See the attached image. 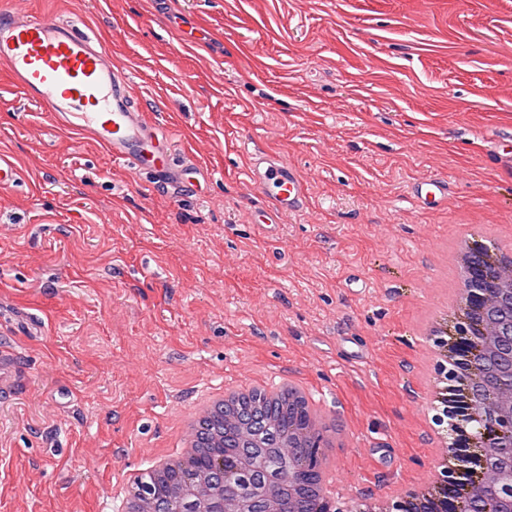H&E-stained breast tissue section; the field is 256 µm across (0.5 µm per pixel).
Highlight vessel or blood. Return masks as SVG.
I'll return each mask as SVG.
<instances>
[{
  "label": "vessel or blood",
  "instance_id": "1",
  "mask_svg": "<svg viewBox=\"0 0 512 512\" xmlns=\"http://www.w3.org/2000/svg\"><path fill=\"white\" fill-rule=\"evenodd\" d=\"M0 64L6 65L28 98L51 114L56 126L97 143L112 159L131 170L156 176L180 191L196 172L194 163H176L170 135L157 128L131 93L128 73L114 70L112 55L79 27L52 18H21L0 9ZM251 187L266 200L259 228L275 235L284 217L298 211L306 188L295 169L278 154H255L248 168ZM22 172L0 153V189L18 186ZM448 196V180L439 176L412 189L417 204ZM15 354L0 351V398L10 397Z\"/></svg>",
  "mask_w": 512,
  "mask_h": 512
}]
</instances>
